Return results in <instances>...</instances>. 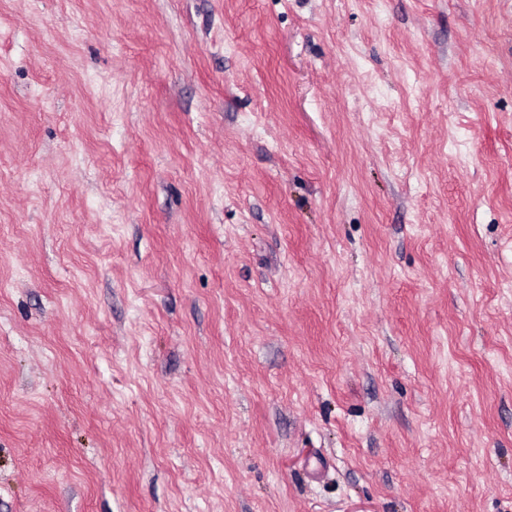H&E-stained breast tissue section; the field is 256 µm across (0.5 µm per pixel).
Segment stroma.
I'll use <instances>...</instances> for the list:
<instances>
[{
    "mask_svg": "<svg viewBox=\"0 0 512 512\" xmlns=\"http://www.w3.org/2000/svg\"><path fill=\"white\" fill-rule=\"evenodd\" d=\"M0 512H512V0H0Z\"/></svg>",
    "mask_w": 512,
    "mask_h": 512,
    "instance_id": "obj_1",
    "label": "stroma"
}]
</instances>
